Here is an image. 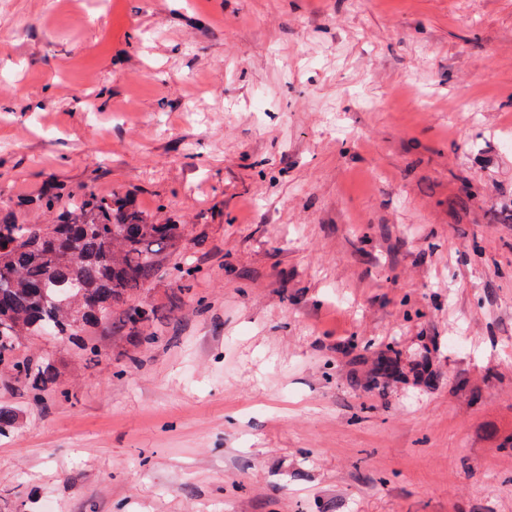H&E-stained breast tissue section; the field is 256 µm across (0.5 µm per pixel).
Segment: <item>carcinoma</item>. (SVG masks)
<instances>
[{"label": "carcinoma", "instance_id": "cac0c4a2", "mask_svg": "<svg viewBox=\"0 0 512 512\" xmlns=\"http://www.w3.org/2000/svg\"><path fill=\"white\" fill-rule=\"evenodd\" d=\"M23 205L39 220L22 222L15 209L0 207V369L35 403L48 394L67 399L61 362L20 349L34 336H76L90 364L102 353L103 330L136 347L154 343L157 309L140 293L183 248L186 225L145 214L127 194L76 195L61 182ZM430 377L428 362L406 375L401 353L385 346L374 353L368 383Z\"/></svg>", "mask_w": 512, "mask_h": 512}]
</instances>
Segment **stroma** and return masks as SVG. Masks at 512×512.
<instances>
[{
  "label": "stroma",
  "instance_id": "obj_1",
  "mask_svg": "<svg viewBox=\"0 0 512 512\" xmlns=\"http://www.w3.org/2000/svg\"><path fill=\"white\" fill-rule=\"evenodd\" d=\"M1 75L0 200L131 193L198 274L136 363L34 338L69 399L0 378V512H512V0H0ZM369 386H388L390 383L408 381L402 367L401 353L390 346L375 348Z\"/></svg>",
  "mask_w": 512,
  "mask_h": 512
}]
</instances>
